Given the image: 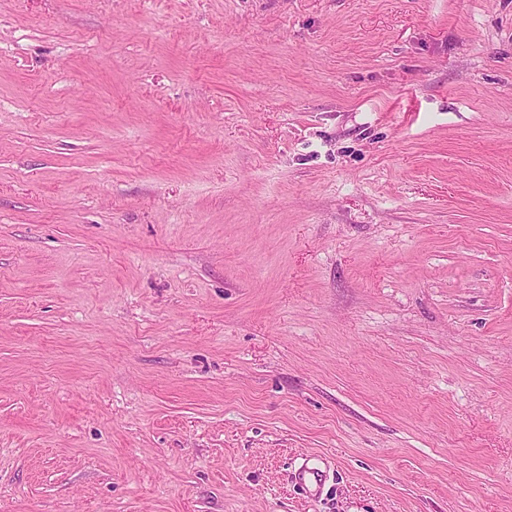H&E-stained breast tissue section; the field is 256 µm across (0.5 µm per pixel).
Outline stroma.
Listing matches in <instances>:
<instances>
[{"label":"stroma","instance_id":"stroma-1","mask_svg":"<svg viewBox=\"0 0 512 512\" xmlns=\"http://www.w3.org/2000/svg\"><path fill=\"white\" fill-rule=\"evenodd\" d=\"M0 512H512V0H0Z\"/></svg>","mask_w":512,"mask_h":512}]
</instances>
